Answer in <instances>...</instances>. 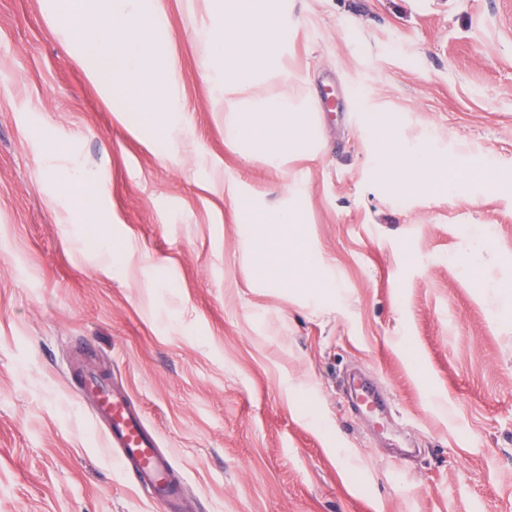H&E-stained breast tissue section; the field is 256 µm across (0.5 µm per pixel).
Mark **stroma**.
Instances as JSON below:
<instances>
[{
    "instance_id": "1",
    "label": "stroma",
    "mask_w": 512,
    "mask_h": 512,
    "mask_svg": "<svg viewBox=\"0 0 512 512\" xmlns=\"http://www.w3.org/2000/svg\"><path fill=\"white\" fill-rule=\"evenodd\" d=\"M47 6L0 0V512H163L107 448L78 357L158 433L183 512H512V0H286L288 73L264 85L302 98L317 147L283 172L216 120L187 0H161L181 110L162 149L118 123ZM377 116L491 182L393 188ZM60 173L103 184L121 266L68 222ZM218 173L259 200L304 191L330 296L254 279Z\"/></svg>"
}]
</instances>
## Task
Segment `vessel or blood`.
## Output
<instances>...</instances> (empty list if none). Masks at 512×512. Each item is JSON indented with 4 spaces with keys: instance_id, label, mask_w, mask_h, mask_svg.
Returning a JSON list of instances; mask_svg holds the SVG:
<instances>
[{
    "instance_id": "vessel-or-blood-1",
    "label": "vessel or blood",
    "mask_w": 512,
    "mask_h": 512,
    "mask_svg": "<svg viewBox=\"0 0 512 512\" xmlns=\"http://www.w3.org/2000/svg\"><path fill=\"white\" fill-rule=\"evenodd\" d=\"M81 391L93 397L96 415L106 426L109 446L120 467L133 471L153 491L165 512H179L184 487L172 479L171 460L161 451L158 435L143 415L97 374L82 377Z\"/></svg>"
}]
</instances>
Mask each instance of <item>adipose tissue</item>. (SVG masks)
I'll list each match as a JSON object with an SVG mask.
<instances>
[{"mask_svg": "<svg viewBox=\"0 0 512 512\" xmlns=\"http://www.w3.org/2000/svg\"><path fill=\"white\" fill-rule=\"evenodd\" d=\"M205 2L198 45L204 73L221 83L213 110L223 114L225 132L246 158L284 167L310 147L314 124L288 95H268L262 85L264 75L287 71L282 0ZM376 133L382 179L400 189L427 193L452 188L459 170L447 157L408 148L389 120L379 119ZM220 189L236 208L242 225L240 243L260 282L312 295L330 293L325 265L303 229L299 189H291L289 201L277 203L256 201L232 183L221 184ZM57 191L66 197L73 223L96 225L100 236L111 240L112 214L103 204L102 185L69 179Z\"/></svg>", "mask_w": 512, "mask_h": 512, "instance_id": "1", "label": "adipose tissue"}]
</instances>
